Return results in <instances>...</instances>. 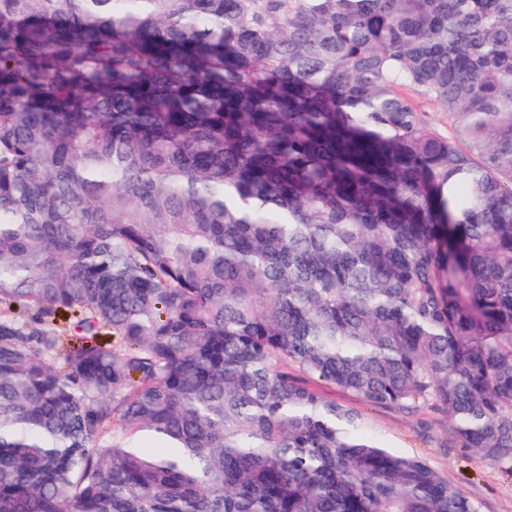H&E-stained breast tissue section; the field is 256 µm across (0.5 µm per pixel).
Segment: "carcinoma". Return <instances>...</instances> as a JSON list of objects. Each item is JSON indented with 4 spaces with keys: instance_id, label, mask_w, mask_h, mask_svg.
<instances>
[{
    "instance_id": "carcinoma-1",
    "label": "carcinoma",
    "mask_w": 512,
    "mask_h": 512,
    "mask_svg": "<svg viewBox=\"0 0 512 512\" xmlns=\"http://www.w3.org/2000/svg\"><path fill=\"white\" fill-rule=\"evenodd\" d=\"M311 379L512 474V0H0V512H480Z\"/></svg>"
}]
</instances>
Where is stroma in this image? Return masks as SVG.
<instances>
[{
    "mask_svg": "<svg viewBox=\"0 0 512 512\" xmlns=\"http://www.w3.org/2000/svg\"><path fill=\"white\" fill-rule=\"evenodd\" d=\"M332 398L363 414L368 429L388 447L428 462L450 484L478 501L482 512H512V479L505 477L498 463L457 444L452 423L441 411L425 407L406 413L373 407L340 391Z\"/></svg>",
    "mask_w": 512,
    "mask_h": 512,
    "instance_id": "obj_1",
    "label": "stroma"
}]
</instances>
